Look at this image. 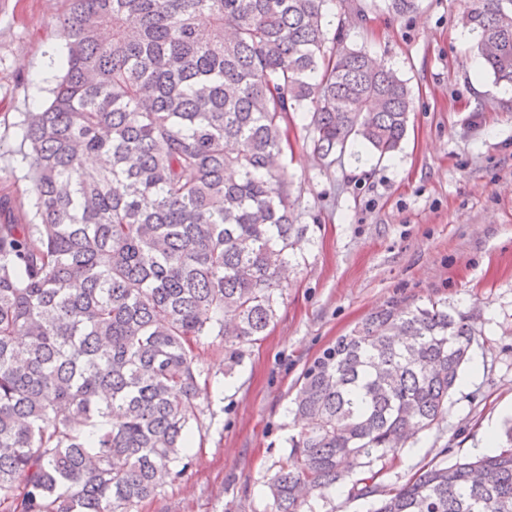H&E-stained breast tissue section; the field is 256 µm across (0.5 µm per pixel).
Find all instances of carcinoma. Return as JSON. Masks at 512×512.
<instances>
[{
    "label": "carcinoma",
    "mask_w": 512,
    "mask_h": 512,
    "mask_svg": "<svg viewBox=\"0 0 512 512\" xmlns=\"http://www.w3.org/2000/svg\"><path fill=\"white\" fill-rule=\"evenodd\" d=\"M327 2L67 0L64 74L24 120L37 223L0 200V512H133L188 467L209 382L196 350L223 343L232 372L309 231L277 163L288 113H311L328 165L352 142L400 148L407 82L343 24L329 34ZM461 25L512 86V0H470ZM474 336L471 313L430 302L337 337L293 398L274 512L363 470L349 494L379 496L371 512H512V427L395 490L375 482L441 419Z\"/></svg>",
    "instance_id": "cac0c4a2"
}]
</instances>
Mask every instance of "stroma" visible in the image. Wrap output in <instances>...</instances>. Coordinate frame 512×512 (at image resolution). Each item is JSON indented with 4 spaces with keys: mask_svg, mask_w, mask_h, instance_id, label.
Returning a JSON list of instances; mask_svg holds the SVG:
<instances>
[{
    "mask_svg": "<svg viewBox=\"0 0 512 512\" xmlns=\"http://www.w3.org/2000/svg\"><path fill=\"white\" fill-rule=\"evenodd\" d=\"M467 4L418 0L398 17L384 0H329L330 25L347 15L348 43L407 81L406 137L392 156L352 145L327 166L308 145L309 114L291 113L282 163L310 230L284 302L266 336L243 345L232 375L222 344L202 351L211 381L190 464L136 512H272L266 485L293 433L304 370L391 302L434 299L472 312L477 335L447 413L384 462L381 487L401 486L428 462L483 453L512 419V88L463 69L476 54L458 38ZM64 10V0H0V199L20 224L36 221L23 119L48 103L63 73Z\"/></svg>",
    "mask_w": 512,
    "mask_h": 512,
    "instance_id": "obj_1",
    "label": "stroma"
}]
</instances>
